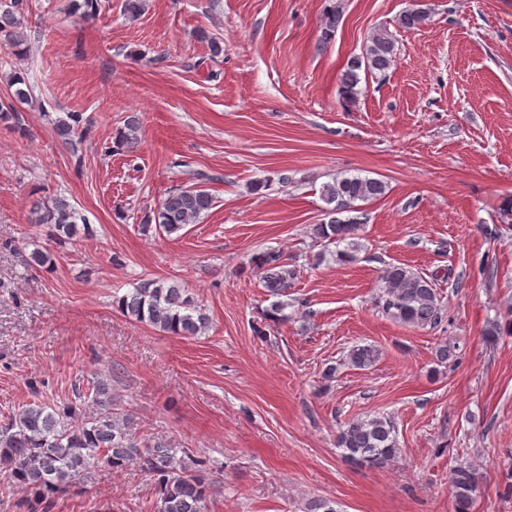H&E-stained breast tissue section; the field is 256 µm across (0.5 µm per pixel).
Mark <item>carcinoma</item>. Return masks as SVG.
I'll return each mask as SVG.
<instances>
[{"label": "carcinoma", "instance_id": "cac0c4a2", "mask_svg": "<svg viewBox=\"0 0 512 512\" xmlns=\"http://www.w3.org/2000/svg\"><path fill=\"white\" fill-rule=\"evenodd\" d=\"M30 12V0H0V40L15 55L27 52L29 34L24 23ZM429 12L415 7L401 13L397 24L405 30L423 26ZM396 45L385 29L372 32L364 52L350 59L339 74V95L344 106L357 101L361 75H384L394 64ZM13 97L30 96L24 75L13 72L8 79ZM0 121L9 122L22 132L21 115L0 101ZM89 120L81 112H68L53 122L61 145L76 154L82 145ZM140 119L130 115L124 129L115 136V148H131L138 143ZM386 183L377 178L341 175L323 184L321 197L326 218L314 225L315 238L330 243H344L339 260L349 262L358 251L357 222L361 211L357 203H367L386 194ZM215 204L214 196L201 186L189 185L169 192L153 216L146 220L158 224L169 235L180 233L196 223ZM31 223L46 228V237L58 246L72 245L92 232L90 225L66 197L56 195L38 204ZM32 268L52 269L56 255L46 248H35L23 255ZM253 270L270 296H284L292 287L295 269L279 251L256 256ZM378 304L382 312L399 323L417 328L435 327L443 319L444 305L434 278L411 268L390 264L382 271ZM115 309L124 316L146 323L155 330L175 336H197L207 327L208 317L201 306L186 295L177 280H146L133 290L113 296ZM512 335V321L493 322L484 332L493 345L503 335ZM377 351L369 345H356L346 360L362 369L371 365ZM92 401L100 407L94 416L76 419L72 407L47 409L32 403L5 416L0 421V493L16 488L26 497L18 503L21 512H48L55 495L76 487L84 473L93 467L124 470L137 466L153 475L157 486L154 512H207L212 484L207 476L206 461L186 450L164 443H151L137 436L132 419L112 411L110 387L98 381L88 387ZM336 447L346 461L356 467L391 462L400 455L393 421L385 416L353 418L345 422L336 436ZM455 512H471L480 486V473L470 462H460L449 472Z\"/></svg>", "mask_w": 512, "mask_h": 512}]
</instances>
